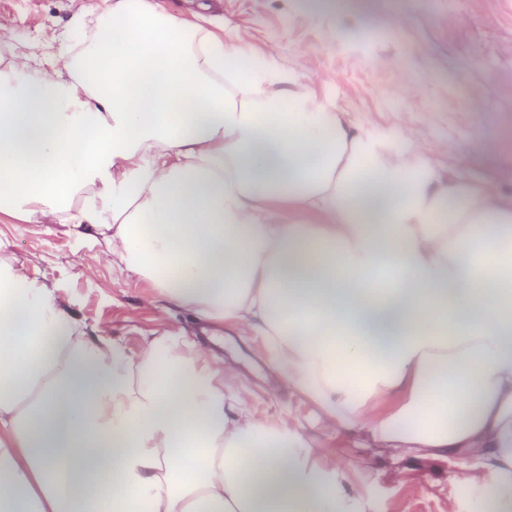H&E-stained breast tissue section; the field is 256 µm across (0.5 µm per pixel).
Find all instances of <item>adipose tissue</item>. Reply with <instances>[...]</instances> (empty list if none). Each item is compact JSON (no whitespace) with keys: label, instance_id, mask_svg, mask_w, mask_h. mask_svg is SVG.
Returning a JSON list of instances; mask_svg holds the SVG:
<instances>
[{"label":"adipose tissue","instance_id":"1","mask_svg":"<svg viewBox=\"0 0 512 512\" xmlns=\"http://www.w3.org/2000/svg\"><path fill=\"white\" fill-rule=\"evenodd\" d=\"M103 2L64 73L0 54V214L96 233L161 299L263 337L329 426L465 459L512 512V194L349 124L243 37ZM340 482L226 398L222 363L128 354L0 259V512H341Z\"/></svg>","mask_w":512,"mask_h":512}]
</instances>
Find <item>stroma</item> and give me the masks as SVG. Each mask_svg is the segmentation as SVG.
I'll return each instance as SVG.
<instances>
[{
    "label": "stroma",
    "mask_w": 512,
    "mask_h": 512,
    "mask_svg": "<svg viewBox=\"0 0 512 512\" xmlns=\"http://www.w3.org/2000/svg\"><path fill=\"white\" fill-rule=\"evenodd\" d=\"M93 0H0V35L30 70H44L52 38ZM220 37L316 85L357 127L402 132L436 166L512 194V0H156ZM0 256L25 264L90 329L138 352L145 339L205 342L187 311L153 285L113 268L91 238L63 224L0 214ZM224 339V394L257 418L312 440L366 512H488L445 460L398 456L367 429L328 428L315 403L283 382L261 337L216 324Z\"/></svg>",
    "instance_id": "obj_1"
}]
</instances>
